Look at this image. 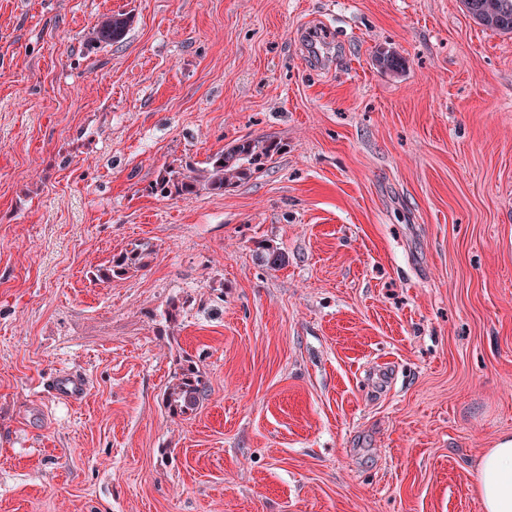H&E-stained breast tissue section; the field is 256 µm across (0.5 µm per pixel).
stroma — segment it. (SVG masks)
I'll use <instances>...</instances> for the list:
<instances>
[{
    "label": "stroma",
    "instance_id": "obj_1",
    "mask_svg": "<svg viewBox=\"0 0 512 512\" xmlns=\"http://www.w3.org/2000/svg\"><path fill=\"white\" fill-rule=\"evenodd\" d=\"M247 137L283 150L150 194ZM70 369L86 399L44 395ZM503 436L512 33L461 0H0V512H481ZM129 27V19L123 15L103 17L86 36L89 45H111L123 40ZM280 149V144L272 139L234 141L203 162L189 158L165 165L150 186V192L163 199L224 194V189L264 169ZM152 247L148 242L132 243L122 251L112 256L109 265L96 270L95 278L100 281L122 279L144 268L152 255ZM180 366L173 380L164 391L167 407L176 414H186L197 409L206 396V383L201 372L190 360Z\"/></svg>",
    "mask_w": 512,
    "mask_h": 512
}]
</instances>
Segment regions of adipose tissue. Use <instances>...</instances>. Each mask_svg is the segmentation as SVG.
<instances>
[{
	"mask_svg": "<svg viewBox=\"0 0 512 512\" xmlns=\"http://www.w3.org/2000/svg\"><path fill=\"white\" fill-rule=\"evenodd\" d=\"M475 493L483 512H512V438L500 440L479 459Z\"/></svg>",
	"mask_w": 512,
	"mask_h": 512,
	"instance_id": "obj_1",
	"label": "adipose tissue"
}]
</instances>
